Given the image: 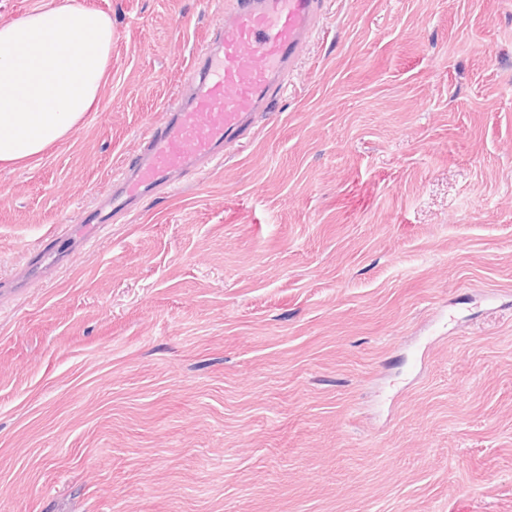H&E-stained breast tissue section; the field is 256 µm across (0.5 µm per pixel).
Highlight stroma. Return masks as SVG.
Masks as SVG:
<instances>
[{
  "label": "stroma",
  "instance_id": "1",
  "mask_svg": "<svg viewBox=\"0 0 512 512\" xmlns=\"http://www.w3.org/2000/svg\"><path fill=\"white\" fill-rule=\"evenodd\" d=\"M112 18L0 167V512H512V0H329L254 136L69 225L228 0Z\"/></svg>",
  "mask_w": 512,
  "mask_h": 512
}]
</instances>
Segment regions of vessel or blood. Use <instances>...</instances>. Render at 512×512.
I'll list each match as a JSON object with an SVG mask.
<instances>
[{"instance_id":"obj_1","label":"vessel or blood","mask_w":512,"mask_h":512,"mask_svg":"<svg viewBox=\"0 0 512 512\" xmlns=\"http://www.w3.org/2000/svg\"><path fill=\"white\" fill-rule=\"evenodd\" d=\"M326 0H233L187 71L188 96L143 135L141 153L112 177L121 205L160 186L175 187L237 150L257 119L273 107L297 70L300 50L325 13Z\"/></svg>"}]
</instances>
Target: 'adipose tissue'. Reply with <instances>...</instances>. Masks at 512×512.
Wrapping results in <instances>:
<instances>
[{"instance_id": "adipose-tissue-1", "label": "adipose tissue", "mask_w": 512, "mask_h": 512, "mask_svg": "<svg viewBox=\"0 0 512 512\" xmlns=\"http://www.w3.org/2000/svg\"><path fill=\"white\" fill-rule=\"evenodd\" d=\"M111 51V18L73 0L0 24V164L42 158L82 125Z\"/></svg>"}]
</instances>
